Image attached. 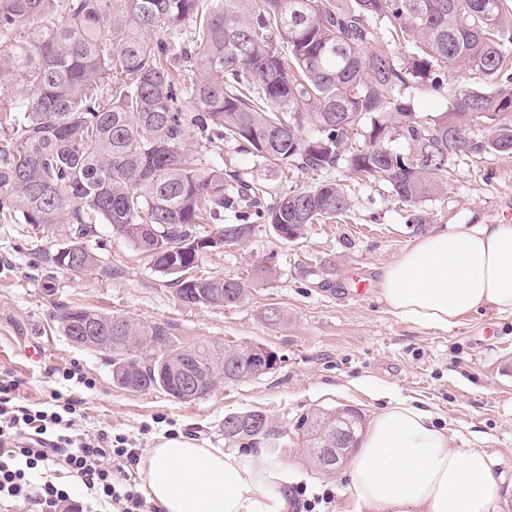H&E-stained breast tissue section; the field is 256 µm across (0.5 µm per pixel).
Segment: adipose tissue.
Returning <instances> with one entry per match:
<instances>
[{"label": "adipose tissue", "mask_w": 512, "mask_h": 512, "mask_svg": "<svg viewBox=\"0 0 512 512\" xmlns=\"http://www.w3.org/2000/svg\"><path fill=\"white\" fill-rule=\"evenodd\" d=\"M378 292L400 319L447 328L484 306L512 315V223L417 236L382 268ZM138 469L161 512H286L288 467L184 437L160 438ZM351 512H498L489 456L450 447L426 411L402 401L377 412L345 472Z\"/></svg>", "instance_id": "ef3b65f1"}]
</instances>
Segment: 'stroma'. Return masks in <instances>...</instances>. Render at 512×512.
Segmentation results:
<instances>
[{
    "mask_svg": "<svg viewBox=\"0 0 512 512\" xmlns=\"http://www.w3.org/2000/svg\"><path fill=\"white\" fill-rule=\"evenodd\" d=\"M201 158L247 180L261 173L256 158L230 143L202 150ZM327 179L350 191L353 207L347 217L310 225L293 243L259 223L245 243L203 254L202 274L248 285L249 298L233 308L183 305L172 277L113 238L108 226L99 231L113 275L93 272L74 279L34 261L37 251L57 250L66 225L36 229L0 221V374L18 381L21 398L38 406L58 387L59 371L83 365L96 381L91 390L71 389L81 402L84 428L126 435L145 449L171 428L202 447L221 448L225 415L264 411L288 449L276 453L260 443L245 449V456L287 464L293 483L311 491L332 489L325 512H346L343 472L321 473L304 462L294 442L298 420L344 406L369 419L389 401L407 400L432 414L451 447L488 453L499 479L500 512H512V316L485 307L446 330L419 327L391 314L375 288L382 267L421 234L512 222V157L458 162L446 194L420 206L422 224L409 223L408 207L384 182L358 181L343 168L297 171L267 181L266 189L273 198ZM356 270L370 282L359 297L345 286ZM269 304L284 311L282 324L264 321ZM66 305L160 325L176 347L202 341L226 349L258 344L273 351L277 363L262 376L218 384L193 403L157 390L128 392L113 384L104 355L76 347L62 335L53 317ZM35 342L43 348L37 363L25 356Z\"/></svg>",
    "mask_w": 512,
    "mask_h": 512,
    "instance_id": "1",
    "label": "stroma"
}]
</instances>
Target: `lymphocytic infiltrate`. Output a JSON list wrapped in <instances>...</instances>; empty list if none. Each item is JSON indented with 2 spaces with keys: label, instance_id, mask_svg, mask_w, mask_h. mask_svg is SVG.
Instances as JSON below:
<instances>
[{
  "label": "lymphocytic infiltrate",
  "instance_id": "f902f5d3",
  "mask_svg": "<svg viewBox=\"0 0 512 512\" xmlns=\"http://www.w3.org/2000/svg\"><path fill=\"white\" fill-rule=\"evenodd\" d=\"M0 378V507L25 512H156L137 491L141 455L124 435L82 430L80 404L52 390L29 407Z\"/></svg>",
  "mask_w": 512,
  "mask_h": 512
}]
</instances>
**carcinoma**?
<instances>
[{
	"label": "carcinoma",
	"mask_w": 512,
	"mask_h": 512,
	"mask_svg": "<svg viewBox=\"0 0 512 512\" xmlns=\"http://www.w3.org/2000/svg\"><path fill=\"white\" fill-rule=\"evenodd\" d=\"M191 24L190 37L183 29ZM192 61V77L173 65ZM468 70L477 86L451 92L448 110L416 115L410 91L447 89L438 70ZM0 221L68 225V243L39 258L72 274L112 275L97 251L98 225L174 276L188 306L236 307L241 280L197 274L201 250L240 245L254 223L283 241L315 222L344 216V185L322 181L260 206L263 183L208 167L190 144L234 143L260 158L267 177L340 165L384 181L407 207L448 187L465 158L512 155V0H0ZM241 209L217 237L197 236L206 219ZM83 308L57 316L66 338ZM167 330L112 317V373L128 392L160 389L180 402L154 348ZM251 345L206 343L171 351L195 374L248 378ZM364 418L353 408L317 411L296 425L314 467L332 471L336 435L358 446ZM224 440L285 443L259 410L224 417Z\"/></svg>",
	"instance_id": "cac0c4a2"
}]
</instances>
